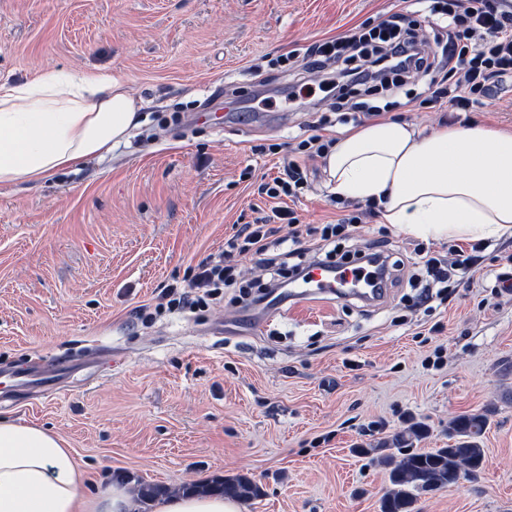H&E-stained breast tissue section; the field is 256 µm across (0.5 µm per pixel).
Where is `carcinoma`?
I'll return each instance as SVG.
<instances>
[{"label":"carcinoma","mask_w":512,"mask_h":512,"mask_svg":"<svg viewBox=\"0 0 512 512\" xmlns=\"http://www.w3.org/2000/svg\"><path fill=\"white\" fill-rule=\"evenodd\" d=\"M489 425V410L465 412L448 422V438L453 443L445 448L413 449V443L428 437L427 428L414 423L396 433L390 443L384 442L374 449H357L360 454L378 453L381 464L389 469V487L381 501V512H414L419 492L446 488L461 478L477 480L485 467L482 437ZM391 445L397 453L387 452ZM182 491L219 493L239 501L253 500L262 494L259 484L245 474L207 484L185 485Z\"/></svg>","instance_id":"obj_1"}]
</instances>
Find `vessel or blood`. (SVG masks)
I'll return each mask as SVG.
<instances>
[{
	"instance_id": "1",
	"label": "vessel or blood",
	"mask_w": 512,
	"mask_h": 512,
	"mask_svg": "<svg viewBox=\"0 0 512 512\" xmlns=\"http://www.w3.org/2000/svg\"><path fill=\"white\" fill-rule=\"evenodd\" d=\"M370 271L365 267L344 268L343 272L334 269L310 267L306 278L297 280L290 291L291 299L303 301L316 296L347 298L357 296L368 298L378 295ZM73 360L59 358L39 368L29 367L13 370L11 376L16 387L25 389L38 386L44 389L60 388L65 376L74 368Z\"/></svg>"
}]
</instances>
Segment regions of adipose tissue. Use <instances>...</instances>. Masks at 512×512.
Here are the masks:
<instances>
[{
  "label": "adipose tissue",
  "mask_w": 512,
  "mask_h": 512,
  "mask_svg": "<svg viewBox=\"0 0 512 512\" xmlns=\"http://www.w3.org/2000/svg\"><path fill=\"white\" fill-rule=\"evenodd\" d=\"M119 80L81 69L0 83V187L44 182L101 158L139 124ZM322 169L341 200L374 202L397 232L479 241L512 237V133L482 124L428 133L397 120L343 131ZM121 484L90 492L58 435L0 420V512H141ZM153 512H243L219 494L177 495Z\"/></svg>",
  "instance_id": "adipose-tissue-1"
}]
</instances>
